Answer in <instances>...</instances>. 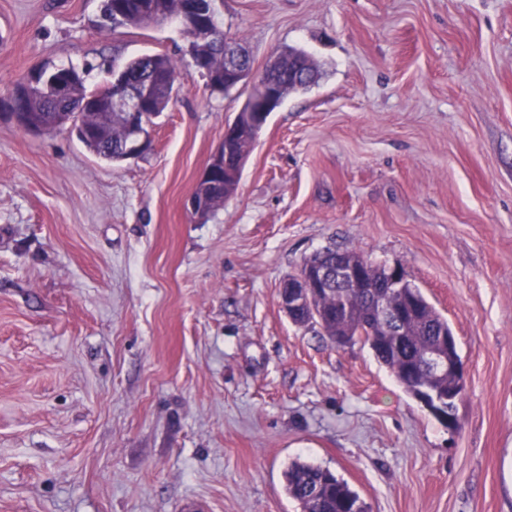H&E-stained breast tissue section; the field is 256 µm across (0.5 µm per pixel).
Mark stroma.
Segmentation results:
<instances>
[{"label":"stroma","mask_w":512,"mask_h":512,"mask_svg":"<svg viewBox=\"0 0 512 512\" xmlns=\"http://www.w3.org/2000/svg\"><path fill=\"white\" fill-rule=\"evenodd\" d=\"M254 73L317 81L269 114L235 192L190 197L250 86L211 91L179 22L0 0V97L42 68L178 60L151 148L99 159L0 110V512H296L299 458L368 512H512V0H224ZM331 248L402 268L463 363L441 424L372 351L279 289Z\"/></svg>","instance_id":"1"}]
</instances>
